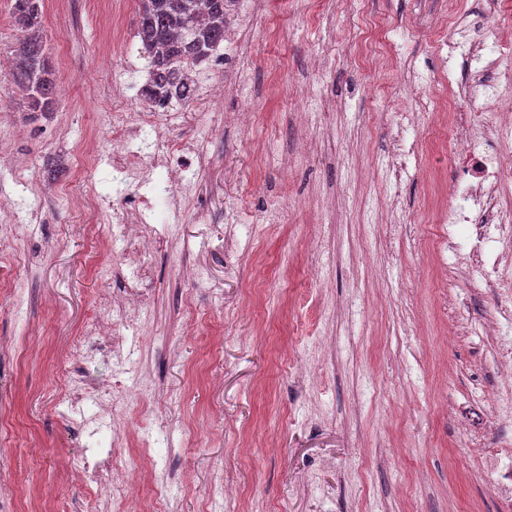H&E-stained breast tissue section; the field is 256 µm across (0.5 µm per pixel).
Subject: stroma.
<instances>
[{"label": "stroma", "mask_w": 512, "mask_h": 512, "mask_svg": "<svg viewBox=\"0 0 512 512\" xmlns=\"http://www.w3.org/2000/svg\"><path fill=\"white\" fill-rule=\"evenodd\" d=\"M140 0H49L42 29L55 72L53 111L26 117L25 97L0 72V191L25 190L42 217L24 255L0 231V502L13 512H113L74 475L77 460L112 446V425L91 401L59 404L69 378L97 386L140 381L152 409L149 478L173 482L156 512H210V482L228 486L221 512H500L471 447L493 448L512 431L464 406L493 384L512 324L489 344L481 325L497 300L486 285L437 287L429 246L432 209L450 190L448 133L412 147L421 121L410 93L443 98L468 76L445 63L435 31L489 19L512 23L496 0H322L318 18L280 10L252 16L241 0L230 21L251 20L238 60L249 98L224 111L162 127L198 142L206 166L196 221L158 233L140 271L146 318L127 330L124 362L82 356L103 298L122 294L128 269L97 242L102 197L120 205L109 165L76 169L72 149H110L112 76L132 78L140 101L147 61L131 49ZM336 55L323 97L336 109L298 124L312 65ZM253 109L245 129L229 113ZM314 148L283 176L282 158ZM325 209L285 214L287 196ZM328 280L312 281L310 265ZM208 271L205 283L189 268ZM455 325L454 339L441 332Z\"/></svg>", "instance_id": "35a3bbf8"}]
</instances>
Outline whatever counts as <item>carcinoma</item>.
<instances>
[{
  "mask_svg": "<svg viewBox=\"0 0 512 512\" xmlns=\"http://www.w3.org/2000/svg\"><path fill=\"white\" fill-rule=\"evenodd\" d=\"M137 34L148 53L151 82L141 91L146 102L191 96V79L182 60L202 61L224 42L230 0H141ZM44 0H11L13 26L21 33V64L9 74L22 88L31 112L53 108L55 79L41 36Z\"/></svg>",
  "mask_w": 512,
  "mask_h": 512,
  "instance_id": "cac0c4a2",
  "label": "carcinoma"
}]
</instances>
